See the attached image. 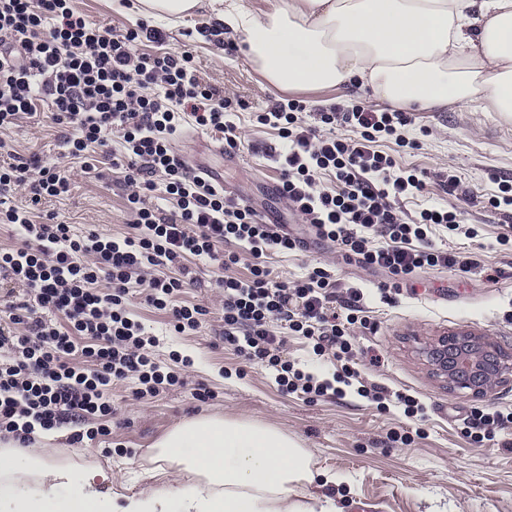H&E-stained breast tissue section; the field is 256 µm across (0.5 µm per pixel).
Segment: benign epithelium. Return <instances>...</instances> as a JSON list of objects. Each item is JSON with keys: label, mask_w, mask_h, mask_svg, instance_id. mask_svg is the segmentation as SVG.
<instances>
[{"label": "benign epithelium", "mask_w": 512, "mask_h": 512, "mask_svg": "<svg viewBox=\"0 0 512 512\" xmlns=\"http://www.w3.org/2000/svg\"><path fill=\"white\" fill-rule=\"evenodd\" d=\"M425 354L433 370L454 393L480 397L512 379V364L487 336H440L426 348Z\"/></svg>", "instance_id": "obj_1"}]
</instances>
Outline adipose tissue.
<instances>
[{
  "label": "adipose tissue",
  "instance_id": "obj_1",
  "mask_svg": "<svg viewBox=\"0 0 512 512\" xmlns=\"http://www.w3.org/2000/svg\"><path fill=\"white\" fill-rule=\"evenodd\" d=\"M177 23L207 12L275 88L355 84L403 109L475 105L512 116V0H133ZM148 458L149 485L101 492L108 474L0 440V512H336L300 497L311 454L287 431L247 419L182 420Z\"/></svg>",
  "mask_w": 512,
  "mask_h": 512
}]
</instances>
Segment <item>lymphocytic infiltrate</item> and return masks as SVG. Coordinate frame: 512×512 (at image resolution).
Masks as SVG:
<instances>
[{
	"label": "lymphocytic infiltrate",
	"mask_w": 512,
	"mask_h": 512,
	"mask_svg": "<svg viewBox=\"0 0 512 512\" xmlns=\"http://www.w3.org/2000/svg\"><path fill=\"white\" fill-rule=\"evenodd\" d=\"M144 40L161 44L166 35L144 21L119 31L100 26L73 0H0V131L51 104L54 121L74 130L62 162L92 174L95 154H103L124 176L133 216L130 233L119 238L96 231L75 236L52 215L34 222L30 208L12 205L9 194L28 187L36 205L68 193L62 163L32 155L0 165V223L17 232L16 245L0 250V278L22 284L29 295L9 305L11 329L0 327V436L26 447L36 432L69 424L70 442L91 441L108 433L117 383L136 380L140 399L180 385L178 371L155 361V339L130 314L129 293L141 286L175 333L198 332L205 311L181 301L185 277L150 278L146 271L190 258L229 267L239 257L224 252L227 244L252 258L248 276L218 282L224 342L238 356L273 373L283 392L309 401L340 398L351 388L380 409L393 403L406 417L421 414L415 396L390 398L358 381L350 336L352 326L368 323L360 289L337 300L336 282L320 266L303 280L278 281L268 257L295 250L296 238L188 170L173 149L187 120L218 135L225 148H236V128L224 119L234 104L199 80L189 52H136ZM304 110L291 100L255 113L254 120L278 130L279 194L317 236L333 243L345 261L387 273L383 293L399 290L424 269L475 267V260H459L429 242L436 227L459 230L457 210L425 208L411 218L402 209L424 194L426 176L396 169L378 144L404 143L406 112L354 102L320 113L315 129L302 124ZM340 123L352 136L335 135ZM114 133L121 140L117 152L109 148ZM325 176L333 187L321 186ZM376 235L383 244H373ZM291 336L309 340L315 356L340 362L335 380L288 360Z\"/></svg>",
	"instance_id": "1"
}]
</instances>
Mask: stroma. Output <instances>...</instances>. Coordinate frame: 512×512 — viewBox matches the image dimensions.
Instances as JSON below:
<instances>
[{
    "instance_id": "obj_1",
    "label": "stroma",
    "mask_w": 512,
    "mask_h": 512,
    "mask_svg": "<svg viewBox=\"0 0 512 512\" xmlns=\"http://www.w3.org/2000/svg\"><path fill=\"white\" fill-rule=\"evenodd\" d=\"M74 5L103 26L122 30L137 22L118 0H74ZM165 32L164 44L145 41L138 44V51L189 50L201 80L249 105L248 110L228 115L241 144L238 165L224 168L225 194L276 212L292 224L295 234L310 237L307 226L297 222L276 191L279 173L268 151L279 146L278 133L255 124L253 114L282 99H299L306 105L302 119L311 125L319 111L352 102L370 106L373 98L354 87L273 88L238 49L216 41L199 17L166 26ZM411 118L403 131L406 146L391 140L380 144L397 168L427 174L426 192L405 203L404 210L413 215L428 206H460L463 222L475 228V236L439 231L432 241L474 256L482 272L428 270L388 303L378 290L385 273L344 262L329 242L310 238L306 250L274 254L269 262L284 282L301 279L318 263L335 272L337 295L349 287L361 289L370 324L353 328V342L357 350L378 355L380 362L361 366L360 379L369 387L418 397L427 407L424 420L406 418L396 409L378 410L357 396L309 402L286 394L272 373L244 365L225 349L223 297L217 281L225 274L247 276L250 258L245 255L226 271L194 264L195 281L182 298L208 311L198 333L171 335L166 316L142 295L132 294L129 309L154 335L152 353L157 361L168 363L173 350L191 359V366L182 371L184 384L139 400L133 395L134 381L118 383L112 389L111 435L76 446L68 441L69 428L58 429L55 445L60 458L85 453L88 462L111 474L113 490L131 494L149 481L145 457L157 439L184 418L221 415L261 421L299 440L312 454L320 476L318 482L304 486V494L331 497L337 512H355L359 506L366 512H512V426L479 445L465 433L473 408L512 409V382L482 397L453 393L432 373L423 354L438 337L466 331L492 338L512 355V246L499 241L500 236H512V217H503L487 204L498 194L500 180L512 181V117L459 105L444 112L415 111ZM7 137L20 155L36 154L48 163L56 162L63 150L64 132L46 116L22 120ZM451 172L471 191L470 201L460 202L457 194L442 187L443 176ZM67 175L69 195L42 200L35 215L57 214L78 236L93 230L115 236L128 232L131 217L121 173L98 181L72 165ZM200 381L214 392L213 400L201 403L193 398ZM406 431L412 434L410 441H393V433Z\"/></svg>"
}]
</instances>
